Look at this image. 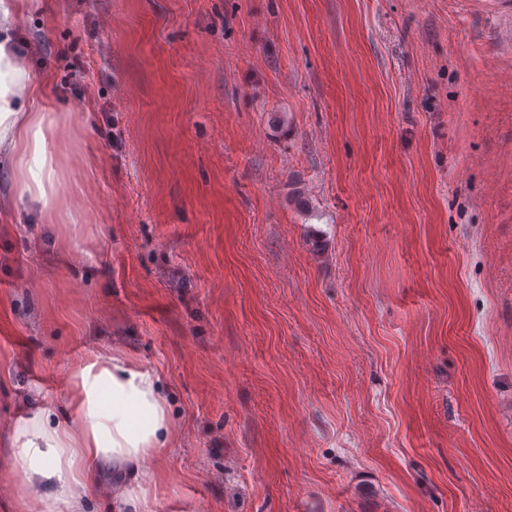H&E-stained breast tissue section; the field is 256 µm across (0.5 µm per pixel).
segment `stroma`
<instances>
[{
    "label": "stroma",
    "instance_id": "stroma-1",
    "mask_svg": "<svg viewBox=\"0 0 512 512\" xmlns=\"http://www.w3.org/2000/svg\"><path fill=\"white\" fill-rule=\"evenodd\" d=\"M51 209L0 152V471L156 371L153 512H512V0H40Z\"/></svg>",
    "mask_w": 512,
    "mask_h": 512
}]
</instances>
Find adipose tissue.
Returning a JSON list of instances; mask_svg holds the SVG:
<instances>
[{
	"mask_svg": "<svg viewBox=\"0 0 512 512\" xmlns=\"http://www.w3.org/2000/svg\"><path fill=\"white\" fill-rule=\"evenodd\" d=\"M38 88L10 39H0V146L30 160L20 191L48 208L57 174L48 139L68 116L33 110ZM72 384L69 421L40 410L18 422L12 439L11 456L27 481L52 486L42 512H82L98 462L137 464L170 450L172 422L157 373L97 355L75 370Z\"/></svg>",
	"mask_w": 512,
	"mask_h": 512,
	"instance_id": "1",
	"label": "adipose tissue"
}]
</instances>
